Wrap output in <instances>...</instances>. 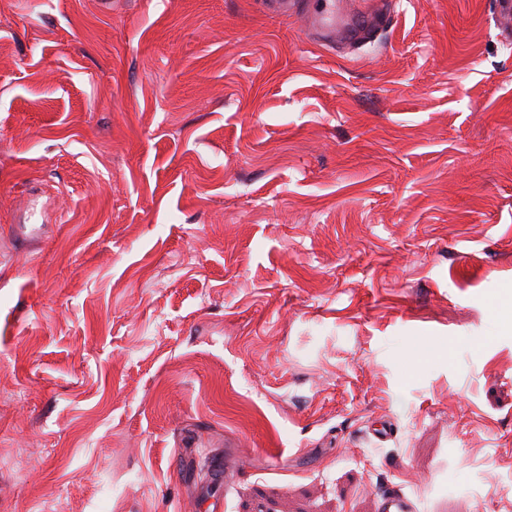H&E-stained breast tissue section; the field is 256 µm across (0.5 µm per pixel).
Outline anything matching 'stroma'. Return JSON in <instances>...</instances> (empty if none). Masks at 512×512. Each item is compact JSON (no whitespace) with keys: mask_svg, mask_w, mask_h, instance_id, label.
Listing matches in <instances>:
<instances>
[{"mask_svg":"<svg viewBox=\"0 0 512 512\" xmlns=\"http://www.w3.org/2000/svg\"><path fill=\"white\" fill-rule=\"evenodd\" d=\"M394 8L0 0V512H512V40ZM267 9L275 14L292 16L304 10L315 16V38L324 44L335 43L336 36L345 30L351 11L355 23L343 34V39L355 43L370 38L378 30L392 25L393 15L389 8H382L371 0H327L319 9H309L308 4L299 0H270ZM380 512H417V507L412 499L400 491H391L381 497Z\"/></svg>","mask_w":512,"mask_h":512,"instance_id":"1","label":"stroma"}]
</instances>
